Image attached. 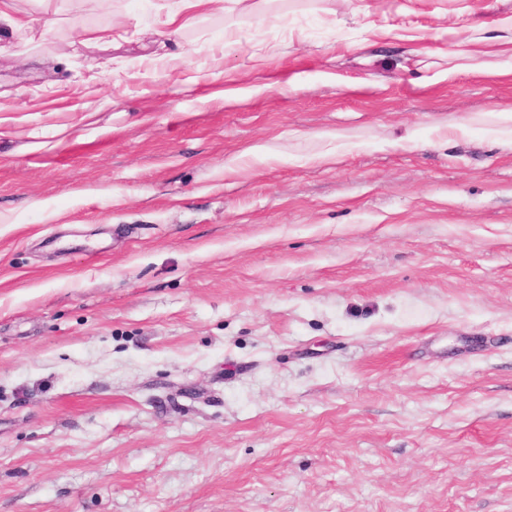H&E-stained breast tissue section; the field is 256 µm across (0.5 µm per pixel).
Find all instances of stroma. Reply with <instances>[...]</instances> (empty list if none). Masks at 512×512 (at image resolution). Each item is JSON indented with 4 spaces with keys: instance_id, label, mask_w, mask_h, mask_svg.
<instances>
[{
    "instance_id": "stroma-1",
    "label": "stroma",
    "mask_w": 512,
    "mask_h": 512,
    "mask_svg": "<svg viewBox=\"0 0 512 512\" xmlns=\"http://www.w3.org/2000/svg\"><path fill=\"white\" fill-rule=\"evenodd\" d=\"M173 2L0 29V512H512V0ZM222 2V0H179L175 7L169 9L168 14L161 21V26L155 31V34L161 39L171 41L196 18L195 15L182 16L185 11L203 7L211 8L214 4ZM481 41L482 37L470 36L458 45L457 50L453 51L456 63L448 64L446 73L448 81H453L464 70L483 67L484 63L479 61L482 53L472 48Z\"/></svg>"
}]
</instances>
